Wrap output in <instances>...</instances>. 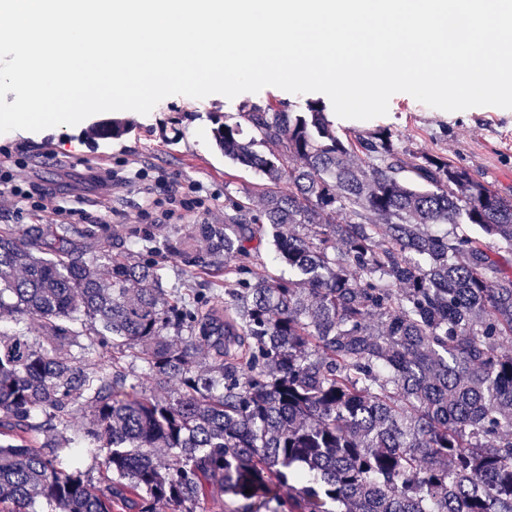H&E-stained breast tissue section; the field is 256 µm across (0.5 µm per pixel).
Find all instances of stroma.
I'll return each instance as SVG.
<instances>
[{"label": "stroma", "instance_id": "obj_1", "mask_svg": "<svg viewBox=\"0 0 512 512\" xmlns=\"http://www.w3.org/2000/svg\"><path fill=\"white\" fill-rule=\"evenodd\" d=\"M315 102L332 112L325 94H293L271 86L232 99L175 95L146 115L113 112L119 125L108 138L95 133L104 119L97 113L75 126L0 140V150L17 164L18 184L39 186L52 202L85 210L93 224L137 223V204L147 192L164 204L173 197L203 198L204 209L169 225L168 236L181 237L187 225L223 223L225 186L256 197L263 192L265 180L259 172L230 163L216 147L212 131L225 116L270 103L302 111ZM333 123L345 140L387 130L400 146L447 158L491 189L512 195V109L479 106L447 112L400 92L390 98L384 116L366 121L337 117Z\"/></svg>", "mask_w": 512, "mask_h": 512}]
</instances>
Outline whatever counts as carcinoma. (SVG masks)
<instances>
[{"label": "carcinoma", "mask_w": 512, "mask_h": 512, "mask_svg": "<svg viewBox=\"0 0 512 512\" xmlns=\"http://www.w3.org/2000/svg\"><path fill=\"white\" fill-rule=\"evenodd\" d=\"M214 136L269 188L224 189L203 252L161 224L116 253L105 224L0 226V312L41 331L0 332V512H207L215 489L229 512H512V266L482 241L512 250V197L387 131L344 141L316 104ZM264 229L286 278L253 270ZM169 257L224 264V293L166 291ZM85 412L99 484L61 438Z\"/></svg>", "instance_id": "1"}]
</instances>
